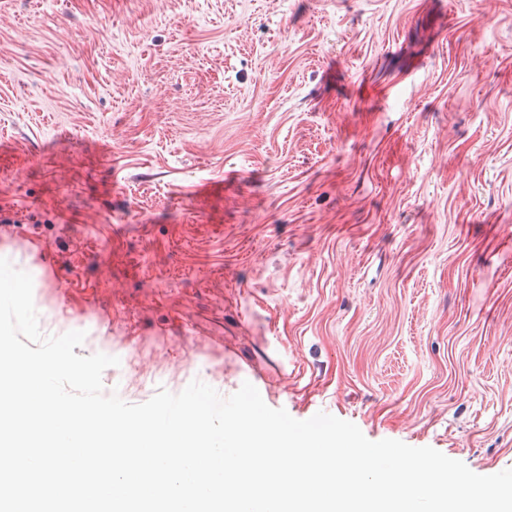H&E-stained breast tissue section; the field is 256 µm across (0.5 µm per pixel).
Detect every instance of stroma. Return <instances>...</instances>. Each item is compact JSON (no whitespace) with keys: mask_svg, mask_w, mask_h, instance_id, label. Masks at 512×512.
I'll list each match as a JSON object with an SVG mask.
<instances>
[{"mask_svg":"<svg viewBox=\"0 0 512 512\" xmlns=\"http://www.w3.org/2000/svg\"><path fill=\"white\" fill-rule=\"evenodd\" d=\"M0 257L105 394L512 469V0H0Z\"/></svg>","mask_w":512,"mask_h":512,"instance_id":"1","label":"stroma"}]
</instances>
